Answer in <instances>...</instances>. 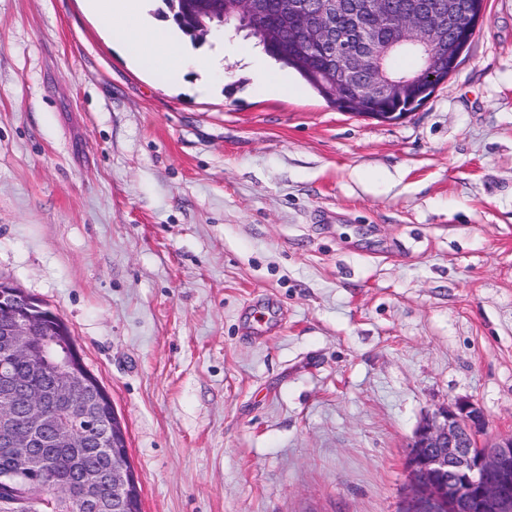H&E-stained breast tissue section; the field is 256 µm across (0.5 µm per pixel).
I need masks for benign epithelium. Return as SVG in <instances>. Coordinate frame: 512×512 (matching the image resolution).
<instances>
[{
  "instance_id": "benign-epithelium-1",
  "label": "benign epithelium",
  "mask_w": 512,
  "mask_h": 512,
  "mask_svg": "<svg viewBox=\"0 0 512 512\" xmlns=\"http://www.w3.org/2000/svg\"><path fill=\"white\" fill-rule=\"evenodd\" d=\"M279 13L293 29L266 20L265 0H198L199 33L223 25L228 14L261 29L270 42H289L301 33L297 61L315 73L336 107L383 119L366 111L371 101L407 102L419 107L420 85L444 82L484 20V2L470 0H407L392 7L389 0H279ZM344 16L347 24L331 20ZM395 33L388 46L376 30ZM397 48L419 54V75L388 74L384 59ZM53 311L20 289L0 283V346L14 360L37 364L47 386L32 384L14 367L0 363V449L13 457L7 477L23 480L41 463L48 468L54 452H78L89 446L85 431L74 423L79 395L92 391L80 353L62 329L44 332ZM107 402L98 396L83 407L93 419L98 438L114 448L112 469H90L66 482H52V492L85 512H138L140 490L130 477L129 461L117 453L126 432L117 416L104 417ZM488 418L470 400L438 408L416 429L407 466L411 492L402 512H512V434L484 441ZM112 485L117 496L107 499Z\"/></svg>"
}]
</instances>
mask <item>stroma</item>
I'll use <instances>...</instances> for the list:
<instances>
[{
  "mask_svg": "<svg viewBox=\"0 0 512 512\" xmlns=\"http://www.w3.org/2000/svg\"><path fill=\"white\" fill-rule=\"evenodd\" d=\"M219 38L169 82L83 0H0V281L75 337L142 512H401L426 415L512 434V0L394 123Z\"/></svg>",
  "mask_w": 512,
  "mask_h": 512,
  "instance_id": "1",
  "label": "stroma"
}]
</instances>
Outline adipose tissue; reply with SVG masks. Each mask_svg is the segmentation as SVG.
<instances>
[{"mask_svg": "<svg viewBox=\"0 0 512 512\" xmlns=\"http://www.w3.org/2000/svg\"><path fill=\"white\" fill-rule=\"evenodd\" d=\"M99 17L125 58L146 74L177 79L186 67L208 68V60L192 56L174 23H161L146 0H85Z\"/></svg>", "mask_w": 512, "mask_h": 512, "instance_id": "obj_1", "label": "adipose tissue"}]
</instances>
